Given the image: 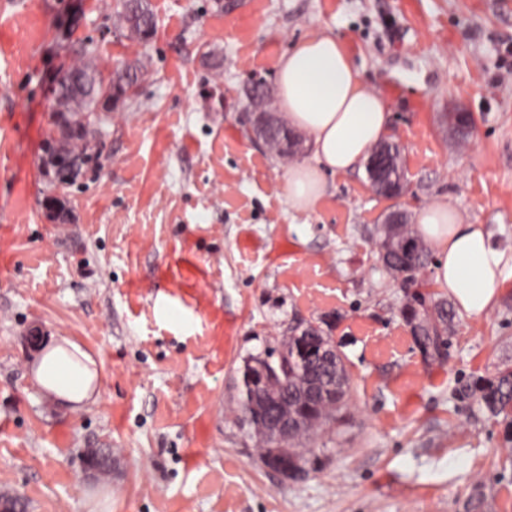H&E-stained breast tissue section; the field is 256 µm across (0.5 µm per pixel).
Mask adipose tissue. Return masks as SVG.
I'll use <instances>...</instances> for the list:
<instances>
[{"mask_svg":"<svg viewBox=\"0 0 512 512\" xmlns=\"http://www.w3.org/2000/svg\"><path fill=\"white\" fill-rule=\"evenodd\" d=\"M277 95L288 126L311 138L309 160L288 171L289 206L311 211L328 179L353 172L388 133L390 103L359 75L345 43L328 28L299 39L277 62ZM417 230L438 257L436 281L456 308L480 316L495 305L506 263L483 225L437 198L417 213ZM33 378L52 404L79 411L102 392V368L78 342L51 338L32 363Z\"/></svg>","mask_w":512,"mask_h":512,"instance_id":"1","label":"adipose tissue"}]
</instances>
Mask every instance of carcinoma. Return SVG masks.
<instances>
[{"mask_svg":"<svg viewBox=\"0 0 512 512\" xmlns=\"http://www.w3.org/2000/svg\"><path fill=\"white\" fill-rule=\"evenodd\" d=\"M123 35L139 42H147L156 30V19L151 0H116L113 11ZM146 70L141 63L117 66L112 78L104 80L91 58L81 60L59 78L54 95L55 125L64 128L61 137L46 140L47 163L57 174V182L71 184L73 173L62 172V164L89 161L91 153L99 152L89 137L90 117L112 102V94L138 88ZM248 111L272 112L276 100L266 91L255 90L247 95ZM270 153L280 159H295L297 153L288 151V130L270 128L263 133ZM390 150L384 159V169L389 181L396 188L384 192L389 199L400 195L405 172L401 149L389 143ZM370 238L377 246V253L389 256L384 269L390 275L410 285L422 286L418 275L431 263L428 246L409 223L376 224ZM404 321L411 325L416 346L421 353L434 361L445 359L448 335L453 323V312L444 299L436 300L431 294L417 292L400 308ZM331 337L313 324L306 327H288L278 347L267 349L264 356H251L245 361L241 386L237 394V412L240 426L248 429L255 442V460L263 464L272 456L289 457L294 468L302 473L308 462L307 455L314 449L305 447L306 441L324 426L336 421L347 406L352 394V382L347 372L344 356L336 352V359L321 366L318 378L312 379L311 370L319 352ZM262 368L268 372L267 383L260 393H252L248 372ZM475 391L479 407L494 417L512 424V365L497 368L493 378L477 380L469 385ZM288 403L279 413L299 421V427L286 443L274 439L266 429L271 411L270 403L282 397Z\"/></svg>","mask_w":512,"mask_h":512,"instance_id":"obj_1","label":"carcinoma"}]
</instances>
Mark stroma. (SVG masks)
Segmentation results:
<instances>
[{
	"label": "stroma",
	"mask_w": 512,
	"mask_h": 512,
	"mask_svg": "<svg viewBox=\"0 0 512 512\" xmlns=\"http://www.w3.org/2000/svg\"><path fill=\"white\" fill-rule=\"evenodd\" d=\"M115 0H0V494L27 512H512L501 419L457 389L512 363V262L486 314L456 312L424 361L369 233L391 206L447 198L512 252V0H153L144 44ZM341 37L392 102L408 191L336 176L315 211L288 205L289 165L245 118L254 79L310 31ZM91 45L104 78L143 58L135 100L101 113L100 154L52 215L43 144L56 79ZM470 112L467 148L446 113ZM320 325L353 386L307 473L261 467L235 425L244 359L288 325ZM97 356L102 398L72 413L40 395V343ZM90 448L112 451L103 473Z\"/></svg>",
	"instance_id": "1"
}]
</instances>
